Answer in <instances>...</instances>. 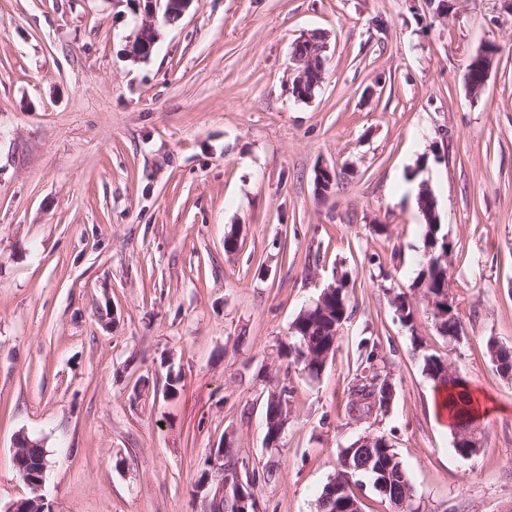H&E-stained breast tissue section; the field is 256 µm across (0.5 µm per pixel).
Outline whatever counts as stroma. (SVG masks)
Instances as JSON below:
<instances>
[{"mask_svg": "<svg viewBox=\"0 0 512 512\" xmlns=\"http://www.w3.org/2000/svg\"><path fill=\"white\" fill-rule=\"evenodd\" d=\"M145 21L158 38L137 60ZM312 33L327 65L300 101L291 50ZM322 167L337 175L324 196ZM414 170L452 247L456 341L414 286ZM341 275L352 312L311 376L282 354L288 328ZM366 338L395 394L358 420ZM491 338L512 347V0H193L171 24L146 0H0V512L30 494L22 435L47 451L56 512H201L197 473L228 438L273 473L261 512H317L367 433L390 440L425 512H512V379ZM427 354L487 408L472 456L433 414Z\"/></svg>", "mask_w": 512, "mask_h": 512, "instance_id": "35a3bbf8", "label": "stroma"}]
</instances>
